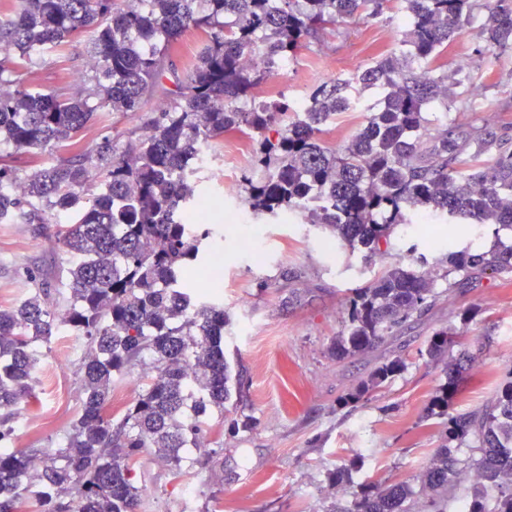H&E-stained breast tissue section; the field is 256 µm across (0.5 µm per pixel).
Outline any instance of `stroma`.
Segmentation results:
<instances>
[{"mask_svg":"<svg viewBox=\"0 0 512 512\" xmlns=\"http://www.w3.org/2000/svg\"><path fill=\"white\" fill-rule=\"evenodd\" d=\"M459 36L442 59L445 73L465 63L470 88L480 95L471 105L451 111L433 109L432 127L463 130L477 124L495 139L512 143V46L489 47L484 22L487 12ZM408 30L400 0H390L382 16L328 25L308 39L288 60L278 87L285 101L308 97L317 85L348 76L374 64L404 38ZM86 37H79L71 56L57 59L46 52L28 79L41 89L64 82H82L93 91ZM170 81H163L137 112H99L88 123L83 141L92 146L110 138L125 149L146 122L169 99ZM214 161L203 170L202 196L220 197L229 209H246L243 186L224 192L223 140L212 145ZM61 222L42 224L0 221V308L20 303L45 277L64 274L68 256L59 240ZM224 239V279L210 285L224 305L228 324L224 352L233 369L242 370V399L233 401L224 426L206 437L222 443L206 468L173 474L165 462L143 455L137 471L146 473L148 496L138 512H329L349 507L362 483L415 484L417 475L446 442V421L429 415V401L444 383L446 366L458 358L450 351L429 359L427 343L438 330L461 337L472 357L463 374L461 392L451 414L487 403L512 377V282L483 279L457 288L437 284L438 295L428 311L403 332L385 337L368 352L334 360L329 347L344 329L345 302L350 289L372 279L395 261L443 260L448 236L459 244L484 250L499 241L512 246V229L493 232L469 220L449 226L403 224L381 254L349 251L330 233L287 216L252 215L250 223L218 224ZM253 235L264 247L266 263L252 264L239 253V234ZM478 309L462 320L463 307ZM61 356L58 340L42 345L35 396L25 412L28 430H15L17 448H52L79 416L84 391L82 340ZM402 360L405 368L355 407H342L341 396L368 379L382 362ZM346 475L334 485L335 471Z\"/></svg>","mask_w":512,"mask_h":512,"instance_id":"1","label":"stroma"}]
</instances>
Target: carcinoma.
Instances as JSON below:
<instances>
[{"label":"carcinoma","instance_id":"1","mask_svg":"<svg viewBox=\"0 0 512 512\" xmlns=\"http://www.w3.org/2000/svg\"><path fill=\"white\" fill-rule=\"evenodd\" d=\"M389 0H8L0 4V142L18 151L71 155L20 176L0 158V220L34 224L65 215L61 244L73 258L54 288L10 309L0 308V512H137L144 488L134 482L137 459L149 452L179 473L204 467L210 455L188 456L201 438L224 426V409L241 393L224 354V305L200 296L186 276L204 258L212 229L185 223L198 199L199 144L248 133L253 176L243 178L256 214L303 212L304 222L334 233L350 251L375 253L394 229L422 214L512 228V150L479 127L430 132L427 108L450 110L448 76L438 60L473 20L471 0H402L410 30L400 48L362 71L316 86L304 117L288 121L289 105L246 106L254 89L283 75L302 41L318 28L379 16ZM491 48L512 43V0H485ZM205 35L203 51L185 75L170 69L175 90L131 150L108 137L84 151L82 133L97 111L137 112L165 77L164 59L183 33ZM93 33L97 102L82 90L41 92L20 80L45 50L67 55L74 38ZM263 52L265 65L243 58ZM375 88L379 109L341 148L324 145L327 123L350 110L352 91ZM102 180L87 194V164ZM512 273V247L448 251L430 269L396 263L347 298L344 331L330 352L338 359L373 349L422 315L440 280L498 278ZM62 326L85 340L86 398L71 430L55 448L7 443L19 412L34 397L38 346ZM457 344L437 331L426 354L435 359ZM155 375L119 419L106 412L115 381L146 359ZM463 359L431 401V415L448 417V441L474 440L482 456L467 512H512V379L488 404L448 415L459 392ZM403 369L399 359L377 367L346 394L353 406ZM459 460L442 446L417 476L365 483L345 512H443L456 487ZM498 489L493 507L487 490Z\"/></svg>","mask_w":512,"mask_h":512}]
</instances>
